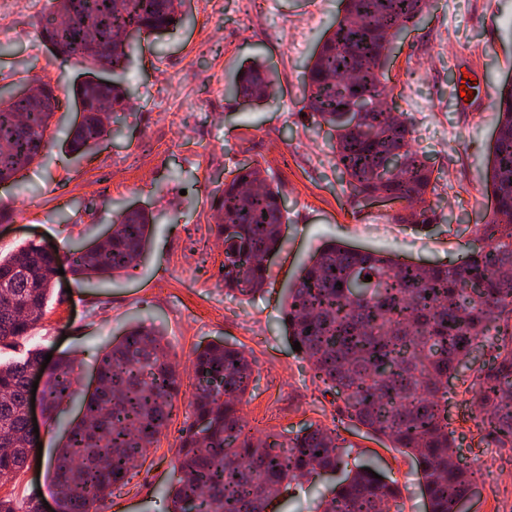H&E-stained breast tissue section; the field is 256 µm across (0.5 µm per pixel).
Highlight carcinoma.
I'll use <instances>...</instances> for the list:
<instances>
[{
	"instance_id": "1",
	"label": "carcinoma",
	"mask_w": 512,
	"mask_h": 512,
	"mask_svg": "<svg viewBox=\"0 0 512 512\" xmlns=\"http://www.w3.org/2000/svg\"><path fill=\"white\" fill-rule=\"evenodd\" d=\"M41 34L62 46V62L124 68L138 40L118 44L128 29L161 33L182 22L181 0H54ZM430 0H344L305 73L302 103L314 122L334 132L336 170L356 201L377 198L423 208L410 217L432 222L428 196L433 169L412 148L402 111L381 112L376 99L394 42L416 24ZM359 87L364 98L346 93ZM263 63L239 71L230 92L242 99L275 93ZM90 105L105 98L110 111L88 113L71 130L70 150L84 156L109 116L127 108L117 83L74 89ZM59 108L55 87L41 84L35 100L0 99V180H16L48 144ZM498 135L489 154L490 195L483 244L460 263L428 266L357 251L332 242L319 247L288 285L282 322L317 378L342 402L341 411L368 432L403 448L425 479L429 512H455L476 472L460 464L448 427L449 394L476 403L485 437L512 452V86L493 103ZM403 168L392 172L394 158ZM224 179L216 199L224 231V289L260 292L267 285L264 256L280 249L284 218L278 187L242 164ZM152 217L125 209L112 236L48 253L30 242L0 255V347L23 344L47 313L55 266L65 261L81 282L103 281L144 257ZM372 280H366V276ZM342 286H337V283ZM491 351L478 365L473 352ZM42 354L28 350L0 365V486L28 465L36 437L27 428V382L43 371ZM191 421L177 448L176 476L164 490L169 512H267L291 484L347 467L345 439L335 429L309 426L292 436L256 439L244 430L239 404L254 382L251 359L222 341L194 351ZM45 394V419L73 395V365L59 357ZM97 385L81 402V417L64 433L50 465L59 512H99L115 486L127 484L147 448L170 424L181 378L161 334L133 325L98 358ZM394 484L360 468L348 472L320 503L322 512H381L396 501ZM0 512H39L33 492L21 501L0 496Z\"/></svg>"
}]
</instances>
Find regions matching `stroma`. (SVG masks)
<instances>
[{"label":"stroma","instance_id":"1","mask_svg":"<svg viewBox=\"0 0 512 512\" xmlns=\"http://www.w3.org/2000/svg\"><path fill=\"white\" fill-rule=\"evenodd\" d=\"M52 9V0H12L0 14V87L39 78L57 83L61 101L41 157L0 188V207L26 212L24 221L0 224V253L31 240L60 251L90 243L112 231L120 209H146L154 224L148 255L136 268L92 287L65 272L70 292L52 298L30 344L74 360L78 398L96 385L98 356L142 323L160 331L182 378L167 430L101 512H168L161 492L173 479L190 417V360L197 347L219 340L254 362L252 392L241 406L247 431L337 428L352 445L350 465H372L395 482L400 512H427L416 462L342 416L293 350L281 326L283 301L298 267L328 241L421 264L465 258L491 203L484 177L496 129L493 103L512 80V0H432L394 44L383 98L406 112L413 145L438 178L435 215L424 228L398 222L403 203L356 205L335 168L328 128L303 112L306 67L341 15L342 0H221L217 8L211 0H183L181 24L142 36L125 69L113 73L131 92L129 107L83 157L70 153L67 140L76 118L72 88L87 72L62 67L43 40ZM256 60L273 73L277 92L247 104L226 88ZM463 85L474 87L478 111H465ZM242 163L260 168L285 199L283 245L268 260V286L254 295L224 291V245L213 206L225 177ZM77 416L76 402L61 405L56 422L42 430L40 464L21 472L6 492L22 499L38 491L52 501L49 463ZM449 427L458 456L477 473L466 512H504L512 452L483 439L474 406L451 402ZM335 481L324 474L292 487L268 512H317Z\"/></svg>","mask_w":512,"mask_h":512}]
</instances>
